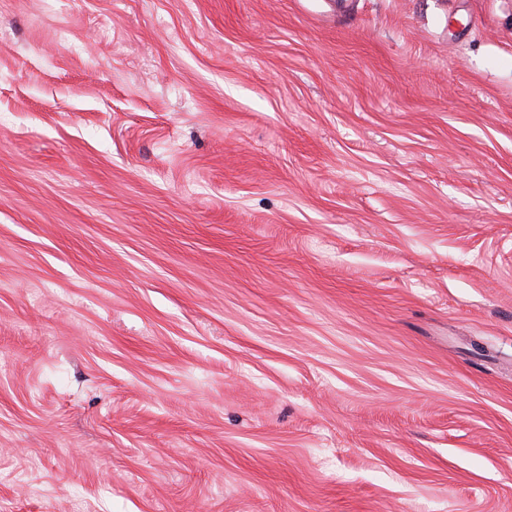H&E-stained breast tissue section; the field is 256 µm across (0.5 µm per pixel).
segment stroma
I'll use <instances>...</instances> for the list:
<instances>
[{
  "label": "stroma",
  "instance_id": "obj_1",
  "mask_svg": "<svg viewBox=\"0 0 512 512\" xmlns=\"http://www.w3.org/2000/svg\"><path fill=\"white\" fill-rule=\"evenodd\" d=\"M0 512H512V0H0Z\"/></svg>",
  "mask_w": 512,
  "mask_h": 512
}]
</instances>
